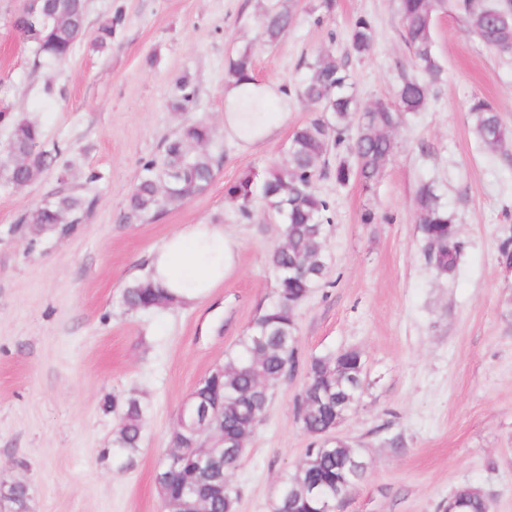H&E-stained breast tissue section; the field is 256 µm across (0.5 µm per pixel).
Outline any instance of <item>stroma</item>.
<instances>
[{
	"label": "stroma",
	"mask_w": 512,
	"mask_h": 512,
	"mask_svg": "<svg viewBox=\"0 0 512 512\" xmlns=\"http://www.w3.org/2000/svg\"><path fill=\"white\" fill-rule=\"evenodd\" d=\"M293 0V28L260 40L267 0H86V31L66 59L38 64L13 21L25 0H0V110L37 122L60 166L26 187L0 171V482L31 487L29 512H162L155 476L180 407L222 364L268 303L267 255L283 226L254 209L242 218L226 189L247 171L284 165L292 133L312 114L290 98L268 141L224 136L230 58L251 48L259 83L294 87L321 53L341 59L361 102H393L412 57L398 0ZM121 16L111 43L95 38ZM376 34L370 55L349 49L354 22ZM432 36L442 68L427 108L393 133L395 150L374 190L338 186L330 156L315 180L330 203L329 263L295 312L301 360L345 349L366 362L361 403L337 433L361 448L364 479L340 512H445L470 485L493 512H512V266L500 253L512 226V148L475 136L469 113L489 101L512 131V54L484 45L461 15L439 10ZM197 89L186 112L171 106L182 76ZM217 132L221 159L207 191L163 214L131 216L128 197L143 160L186 122ZM435 184L455 218L465 255L455 279L423 258L414 219L421 182ZM53 194L94 198L65 235L14 232L21 215ZM372 222H365V213ZM214 223L236 247L223 282L193 306L127 311L121 296L150 254L180 226ZM304 371L275 390L232 481L238 512H270L281 477L311 439L294 416ZM147 407L136 466L114 472L104 448L117 416L113 396Z\"/></svg>",
	"instance_id": "1"
}]
</instances>
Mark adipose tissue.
<instances>
[{"label":"adipose tissue","instance_id":"ef3b65f1","mask_svg":"<svg viewBox=\"0 0 512 512\" xmlns=\"http://www.w3.org/2000/svg\"><path fill=\"white\" fill-rule=\"evenodd\" d=\"M259 91L275 96L268 85L243 81L230 85L225 92L224 132L246 145L272 138L285 119L281 112H253L250 134L241 131L246 119L235 107L247 93ZM234 261V246L220 224H187L166 239L151 255L146 272L155 282L187 304L194 303L221 283Z\"/></svg>","mask_w":512,"mask_h":512}]
</instances>
